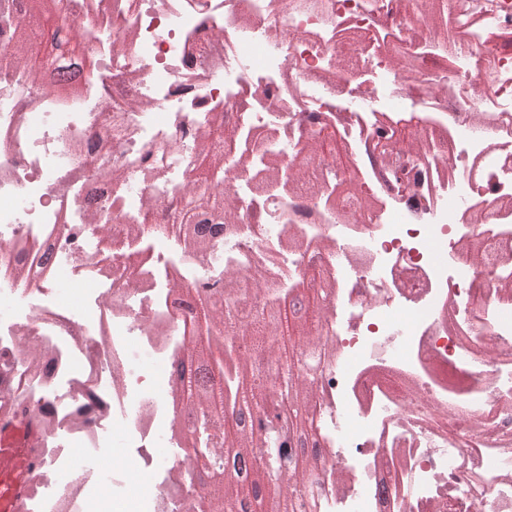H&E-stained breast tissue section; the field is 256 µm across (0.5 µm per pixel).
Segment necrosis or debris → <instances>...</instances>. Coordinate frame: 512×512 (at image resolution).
Segmentation results:
<instances>
[{
	"mask_svg": "<svg viewBox=\"0 0 512 512\" xmlns=\"http://www.w3.org/2000/svg\"><path fill=\"white\" fill-rule=\"evenodd\" d=\"M69 2L96 20L100 81L61 95L0 61V422L39 436L17 512H123L128 459L153 476L137 512L205 494L213 449L162 470L150 452L177 411L167 366L198 334L179 292L258 278L274 252L288 287L336 284L293 494L314 512H512V0H442L440 27L416 0ZM225 128L223 237L202 260L146 243L196 134ZM273 157L332 171L356 209L268 181Z\"/></svg>",
	"mask_w": 512,
	"mask_h": 512,
	"instance_id": "4bbe7bcc",
	"label": "necrosis or debris"
}]
</instances>
